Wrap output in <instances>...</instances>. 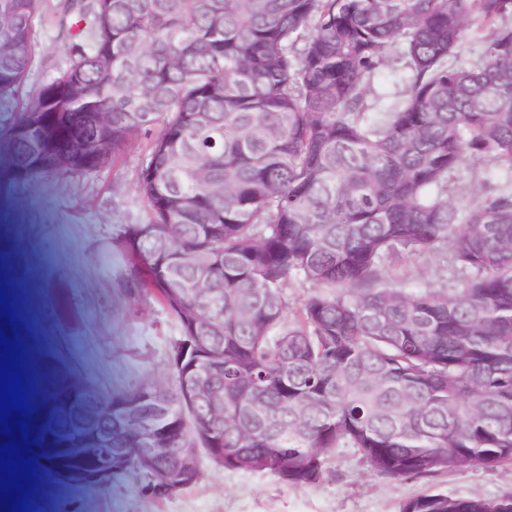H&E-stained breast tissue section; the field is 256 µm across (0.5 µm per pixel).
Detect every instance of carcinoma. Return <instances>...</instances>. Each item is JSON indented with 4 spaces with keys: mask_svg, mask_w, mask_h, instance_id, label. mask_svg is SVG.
<instances>
[{
    "mask_svg": "<svg viewBox=\"0 0 512 512\" xmlns=\"http://www.w3.org/2000/svg\"><path fill=\"white\" fill-rule=\"evenodd\" d=\"M39 0H0V155L21 182L89 174L130 134L151 135L138 182L150 215L124 224L133 281L158 293L184 336L172 382L88 395L31 393L29 451L69 482L91 448L82 406L145 392L180 448L220 437L226 469L319 483L338 448L401 480L512 464V184L449 182L466 163L512 172V0H65L71 63L14 106ZM475 37L476 61L452 59ZM111 52V65L100 60ZM413 80L378 111L372 80L392 53ZM112 145L93 153L89 114ZM444 250L451 288H387L389 269ZM314 292L293 318L286 289ZM208 396L183 405L193 346ZM111 476L149 474L134 429ZM399 512H512L428 492Z\"/></svg>",
    "mask_w": 512,
    "mask_h": 512,
    "instance_id": "carcinoma-1",
    "label": "carcinoma"
}]
</instances>
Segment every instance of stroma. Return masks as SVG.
I'll use <instances>...</instances> for the list:
<instances>
[{
    "mask_svg": "<svg viewBox=\"0 0 512 512\" xmlns=\"http://www.w3.org/2000/svg\"><path fill=\"white\" fill-rule=\"evenodd\" d=\"M59 0H41L33 22L30 67L18 93L32 100L70 61L72 41ZM411 72L391 55L373 81L380 106L406 91ZM151 139L132 133L123 148L90 174L18 183L0 158V240L19 255L18 275L35 320L0 317V331L35 336L54 384L116 392L172 378L181 329L162 300L131 284L132 266L116 240L120 225L144 224L149 211L137 192ZM441 254L412 255L390 270L404 288L446 285ZM44 489L43 512H398L402 500L430 490L495 499L512 493V466H468L432 478L400 481L374 475L355 448L337 449L318 484L293 487L267 471L225 469L202 458L196 480L165 496L127 473L106 485L76 486L34 463Z\"/></svg>",
    "mask_w": 512,
    "mask_h": 512,
    "instance_id": "stroma-1",
    "label": "stroma"
}]
</instances>
